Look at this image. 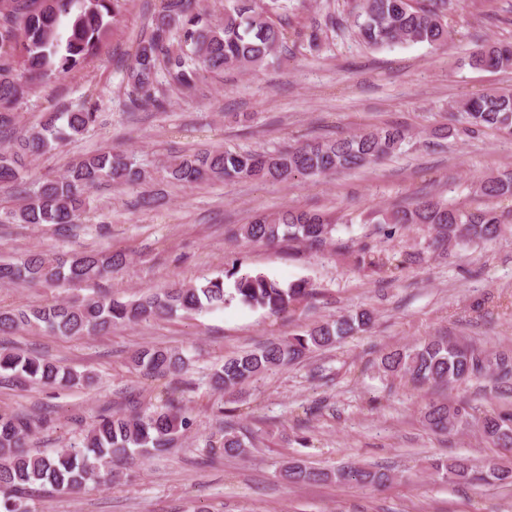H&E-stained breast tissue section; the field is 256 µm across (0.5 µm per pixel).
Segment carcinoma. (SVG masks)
Instances as JSON below:
<instances>
[{"mask_svg": "<svg viewBox=\"0 0 512 512\" xmlns=\"http://www.w3.org/2000/svg\"><path fill=\"white\" fill-rule=\"evenodd\" d=\"M446 0L426 4L408 0H361L357 16L360 39L371 47L395 43L448 42L443 9ZM119 13V0H3L0 3V129L14 121L13 108L28 82L62 75L80 68L111 33ZM288 14L280 0H224V19L212 22L197 9L195 0H162L150 19V35L137 43L127 67L129 104L136 109L151 105L165 108L158 96L159 76L170 87L192 90L201 72L221 74L229 69L256 70L279 62L288 53ZM469 65L494 71L512 68V44L488 42L472 52ZM23 70L28 82L16 78ZM472 132L486 129L512 133V90H493L457 103ZM97 113L87 107L48 112L39 124L21 132L15 143L0 148V183H10L20 205L9 212L13 224H53L67 231L78 223L87 207V191L104 181L137 186L149 171L120 153L92 154L59 177L30 186L23 172L31 160L56 150L87 132ZM406 138L396 127L367 129L359 134L324 139L275 152H230L205 149L169 161L171 180L192 186L203 180L256 178L286 182L298 175L316 177L338 169L360 167L396 153ZM479 193L488 199H512V172L483 179ZM387 238L416 224L434 232L432 247L489 240L505 230V218L494 207L473 212L451 208L433 199L385 213L378 220ZM335 221L320 213L285 209L261 214L236 234L244 239L272 244L279 240L321 246L333 240ZM121 253L77 251L68 256L31 252L17 260L0 259L1 284L54 285L64 281L95 283L125 264ZM310 295L308 283L284 285L262 273L238 274L231 267L224 274L199 284L175 283L167 288L125 298L102 293L28 309L0 310V332L19 327L43 328L61 336H90L106 332L116 323L136 325L150 318L177 312L199 314L234 302L272 313L286 310ZM372 313L362 310L340 315L269 342L252 351L229 357L213 369L215 388L233 393L245 381L303 358L355 333L368 330ZM190 358L183 351L142 347L132 357L135 369L147 375L181 373ZM383 371L415 384L455 385L487 372L502 382L512 379V352L494 358L446 338H432L396 349L381 359ZM71 387L90 383V376L64 369L36 353L0 350V380ZM469 412L464 407L432 404L424 412L426 426L436 434H449ZM486 442L512 452V413L472 417ZM193 425L191 416L166 406L151 411L102 414L80 442L49 453L31 454V422L22 415L0 412V512H31L25 493L32 486H50L74 492L88 484L107 483L114 466L134 453L166 452L179 444ZM254 443L242 427L229 421L219 448L228 457H245ZM432 469L451 481L463 483H512V467L490 463L474 469L466 457L450 456L432 463ZM291 484L317 481L384 486L390 475L380 469L354 467L336 472L315 470L295 461L283 470Z\"/></svg>", "mask_w": 512, "mask_h": 512, "instance_id": "carcinoma-1", "label": "carcinoma"}]
</instances>
